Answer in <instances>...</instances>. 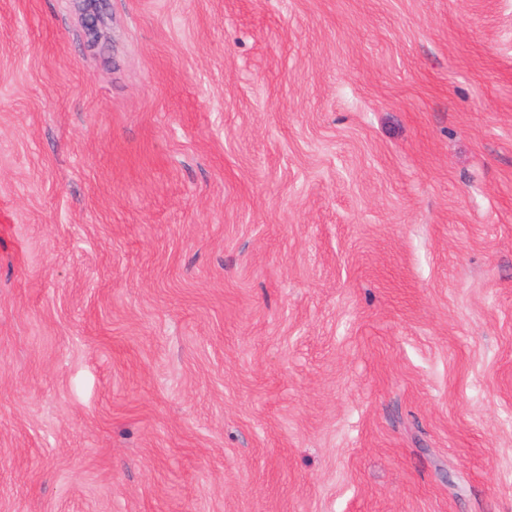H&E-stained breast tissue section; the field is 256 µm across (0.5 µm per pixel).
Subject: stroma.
Returning <instances> with one entry per match:
<instances>
[{"label": "stroma", "instance_id": "1", "mask_svg": "<svg viewBox=\"0 0 512 512\" xmlns=\"http://www.w3.org/2000/svg\"><path fill=\"white\" fill-rule=\"evenodd\" d=\"M0 0V512H512V0Z\"/></svg>", "mask_w": 512, "mask_h": 512}]
</instances>
